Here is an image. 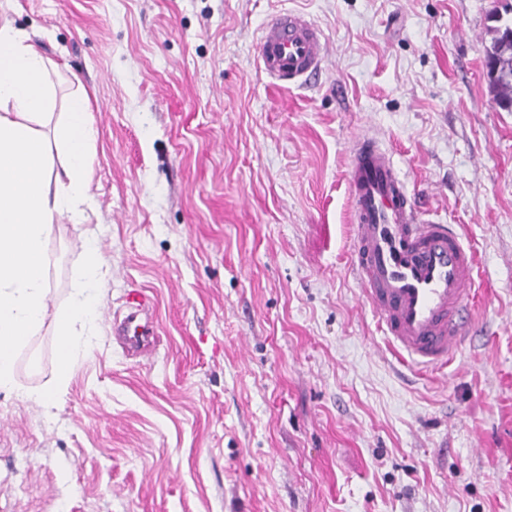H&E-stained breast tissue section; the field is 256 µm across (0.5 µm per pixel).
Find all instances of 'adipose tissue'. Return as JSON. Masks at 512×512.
<instances>
[{
    "label": "adipose tissue",
    "instance_id": "1",
    "mask_svg": "<svg viewBox=\"0 0 512 512\" xmlns=\"http://www.w3.org/2000/svg\"><path fill=\"white\" fill-rule=\"evenodd\" d=\"M51 63L9 20H0V389H16L20 350L52 321L57 375L93 348L103 262L92 239L64 309L50 311L47 242L62 220H82L98 136L83 90L56 112Z\"/></svg>",
    "mask_w": 512,
    "mask_h": 512
}]
</instances>
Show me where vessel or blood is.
<instances>
[{
  "label": "vessel or blood",
  "instance_id": "b4317fda",
  "mask_svg": "<svg viewBox=\"0 0 512 512\" xmlns=\"http://www.w3.org/2000/svg\"><path fill=\"white\" fill-rule=\"evenodd\" d=\"M322 34L304 15L285 12L261 30L258 59L282 85L306 82L322 66ZM354 206L352 269L398 358L420 369L453 359L469 336L466 314L477 258L451 224L422 222L393 157L358 138L349 167ZM112 334L125 351L143 358L156 334L154 305L129 293L112 314Z\"/></svg>",
  "mask_w": 512,
  "mask_h": 512
}]
</instances>
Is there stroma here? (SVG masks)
I'll return each mask as SVG.
<instances>
[{
  "label": "stroma",
  "mask_w": 512,
  "mask_h": 512,
  "mask_svg": "<svg viewBox=\"0 0 512 512\" xmlns=\"http://www.w3.org/2000/svg\"><path fill=\"white\" fill-rule=\"evenodd\" d=\"M325 42L310 82L258 61L272 15ZM512 0H0L89 96L94 205L48 241L63 308L84 232L99 340L58 381L45 323L0 391V512H512V112L486 77ZM388 150L424 219L476 252L471 334L398 360L352 271L348 170ZM157 307L152 360L106 312Z\"/></svg>",
  "instance_id": "35a3bbf8"
}]
</instances>
